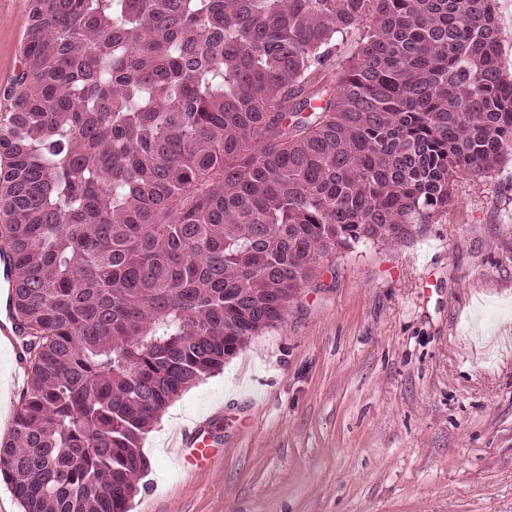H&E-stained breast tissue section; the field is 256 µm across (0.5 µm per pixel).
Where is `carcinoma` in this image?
Here are the masks:
<instances>
[{"label": "carcinoma", "mask_w": 512, "mask_h": 512, "mask_svg": "<svg viewBox=\"0 0 512 512\" xmlns=\"http://www.w3.org/2000/svg\"><path fill=\"white\" fill-rule=\"evenodd\" d=\"M495 2L30 0L0 121L27 370L0 480L23 512H129L162 411L322 258L512 158Z\"/></svg>", "instance_id": "obj_1"}]
</instances>
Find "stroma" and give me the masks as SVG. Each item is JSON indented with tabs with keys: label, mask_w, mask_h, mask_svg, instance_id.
<instances>
[{
	"label": "stroma",
	"mask_w": 512,
	"mask_h": 512,
	"mask_svg": "<svg viewBox=\"0 0 512 512\" xmlns=\"http://www.w3.org/2000/svg\"><path fill=\"white\" fill-rule=\"evenodd\" d=\"M29 0H0V119ZM0 434L27 374L0 350ZM131 512H512V162L445 215L325 257L282 322L182 392ZM199 426L207 456L172 448Z\"/></svg>",
	"instance_id": "obj_1"
}]
</instances>
